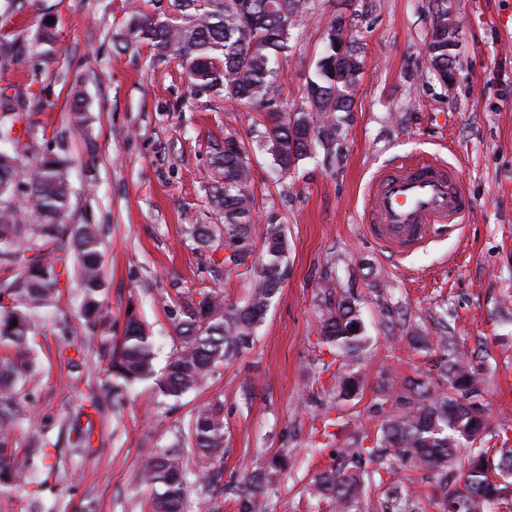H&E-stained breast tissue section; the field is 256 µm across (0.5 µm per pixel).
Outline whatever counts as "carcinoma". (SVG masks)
I'll return each mask as SVG.
<instances>
[{
    "instance_id": "1",
    "label": "carcinoma",
    "mask_w": 512,
    "mask_h": 512,
    "mask_svg": "<svg viewBox=\"0 0 512 512\" xmlns=\"http://www.w3.org/2000/svg\"><path fill=\"white\" fill-rule=\"evenodd\" d=\"M313 0H154L150 14L134 15L126 41L147 42L159 59L173 58L186 73L190 93L209 92L266 113V125L256 139L286 174L320 146L336 145L337 113L353 111L354 91L363 72L355 40L340 57L331 32L346 19L338 15L324 27L325 48L315 78L308 81L305 107L282 115L279 66L291 49L292 30ZM431 33L426 46L432 67L448 80V8L434 0ZM28 57L17 43L0 35V72L20 70ZM10 87L0 88V340L25 355L35 316L53 306L61 284L81 289L80 317L88 329L107 323L103 316L106 279L102 266V230L97 224H68L71 208L72 161L60 145H51L37 113L25 108ZM80 91L73 93L69 125L86 127L88 116ZM311 122L317 129L302 139L292 124ZM213 165L221 180L208 203L224 214L227 247L248 241L255 220L250 192L252 168L248 147L233 137L214 148ZM24 205L16 207V192ZM264 261L248 302L234 306L220 292L173 311L179 345L164 371L155 370L153 337L133 316L112 347L107 377L135 385L153 381L159 392L177 401L198 388L217 367L248 348L281 284L285 238L274 217H266ZM318 337L333 360L356 361L369 343L355 300L339 296L323 321ZM424 351L437 348L438 376L448 388L425 378L407 379L375 436L353 440L333 450V464L312 482L313 494L336 503L338 512H353L380 472L389 482L391 512H415V503L398 478L406 469L422 471L445 490L443 512H486L491 506L512 509V443L508 430L489 431L481 401L480 372L446 337L406 338ZM15 369L0 366V398L9 400ZM355 374L336 375V396L350 401L361 390ZM370 445H364L365 441ZM186 444L208 463L205 484L218 482L214 468L224 455V419L220 406L199 410L191 419ZM286 458L275 453L258 469L244 472L227 488L237 512H254L257 500L276 490ZM461 486L448 491V477ZM151 489L153 512H184L185 472L175 449L154 453L143 474Z\"/></svg>"
}]
</instances>
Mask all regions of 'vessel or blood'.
Returning <instances> with one entry per match:
<instances>
[{
    "label": "vessel or blood",
    "instance_id": "b4317fda",
    "mask_svg": "<svg viewBox=\"0 0 512 512\" xmlns=\"http://www.w3.org/2000/svg\"><path fill=\"white\" fill-rule=\"evenodd\" d=\"M374 238L400 253L464 211L459 179L443 166L422 163L379 176L370 188Z\"/></svg>",
    "mask_w": 512,
    "mask_h": 512
}]
</instances>
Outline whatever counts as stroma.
Listing matches in <instances>:
<instances>
[{
  "label": "stroma",
  "mask_w": 512,
  "mask_h": 512,
  "mask_svg": "<svg viewBox=\"0 0 512 512\" xmlns=\"http://www.w3.org/2000/svg\"><path fill=\"white\" fill-rule=\"evenodd\" d=\"M457 24L454 78L442 82L425 51L429 0H314L281 62V100L303 108L322 52L325 24L349 18L364 57L354 107L333 153L316 149L288 175L255 150L266 116L204 92L189 96L175 60L146 43H120L148 0H16L6 22L34 68L8 74L47 131L65 132L75 166L68 219L100 225L109 288L108 322L88 339L79 290L62 294L36 322L28 349L33 377L0 402V448L20 471V487L0 486V512H151L142 480L150 451L184 440L197 410L221 405L225 475L239 476L287 449L291 467L259 512H336L313 498L311 480L331 464L323 416L335 419L334 444L375 434L391 410L381 394L392 378H417L433 352L405 336L448 337L480 362L489 428L512 426V0H445ZM51 26L54 45L41 43ZM91 121L68 132L73 87ZM233 137L250 147L257 221L236 263L223 240L198 248L194 224L221 225L208 203L220 179L214 145ZM431 161L460 178L469 210L459 230L394 255L367 230L369 188L379 172ZM283 229V282L249 348L221 364L200 388L172 401L145 384L109 389L102 369L128 315L155 342L163 368L177 338L174 305L218 291L247 301L264 256L267 215ZM334 295L354 297L370 341L353 363L363 388L341 402L323 364L320 322ZM332 294V295H333ZM100 402L81 415L89 397ZM92 427L89 444L77 432ZM186 512H234L229 495L203 487L200 458L183 449Z\"/></svg>",
  "instance_id": "1"
}]
</instances>
